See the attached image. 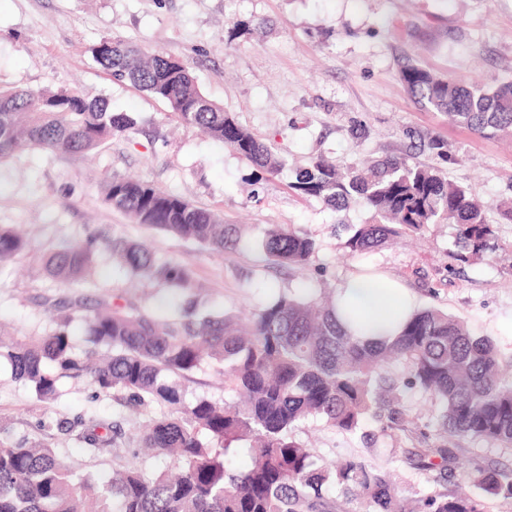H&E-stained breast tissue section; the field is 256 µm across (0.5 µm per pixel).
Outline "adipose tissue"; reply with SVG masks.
Segmentation results:
<instances>
[{
    "mask_svg": "<svg viewBox=\"0 0 512 512\" xmlns=\"http://www.w3.org/2000/svg\"><path fill=\"white\" fill-rule=\"evenodd\" d=\"M415 308V299L399 280L378 273H356L336 291L337 320L366 341L397 336Z\"/></svg>",
    "mask_w": 512,
    "mask_h": 512,
    "instance_id": "1",
    "label": "adipose tissue"
}]
</instances>
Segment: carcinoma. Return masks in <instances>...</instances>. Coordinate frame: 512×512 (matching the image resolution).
<instances>
[{
  "label": "carcinoma",
  "instance_id": "1",
  "mask_svg": "<svg viewBox=\"0 0 512 512\" xmlns=\"http://www.w3.org/2000/svg\"><path fill=\"white\" fill-rule=\"evenodd\" d=\"M95 57L114 80L166 102L182 123L217 142H224L225 126H235L231 148L257 168L273 174L286 166L201 93L182 61L119 38L102 42ZM401 80L415 103L446 114L449 123L512 139V81L467 87L414 64L403 67ZM136 125L133 114L113 112L105 100H88L76 90L0 88V159L30 147L87 153ZM291 188L338 211L353 201L366 206L371 221L350 227L344 243L353 255L447 223L459 227L460 249L490 248L487 207L436 167L385 156L342 172L317 158L295 172ZM105 202L135 224L215 251L251 247L221 215L148 182L114 178ZM26 246L17 231L0 226V265ZM107 246L137 275L176 291L193 288L189 268L159 263L137 242L112 238ZM262 249L268 264L294 269L311 263L317 245L291 228L274 227ZM92 254L88 245L62 242L50 251L45 269L55 279L78 280L90 271ZM178 311V318L162 320L131 301L102 300L84 317L93 348L82 359L73 356L68 316L44 336L0 343V360L41 400L55 397L60 378L86 374L103 394L126 391L133 407L169 405L170 413L146 425L141 443L180 467L176 476L127 466L101 477L74 470L48 446L0 441V512H344L352 500L367 512H489L492 499L512 501V469L470 471L478 495L439 489L466 468L460 440L512 447V358H503L490 339L474 336L463 322L437 308L418 309L394 341L371 348L338 326L333 298L318 305L301 289L279 294L246 322L233 313L202 316L188 298ZM206 360L222 366L233 399L222 406L206 399L186 406L177 378ZM399 362L403 371L396 374L390 366ZM415 388L437 407L436 437L424 435L418 445L389 453L419 474L436 476L408 495L390 470L358 457L327 465L294 437L298 425L319 418L338 431L361 433L372 445L391 439L406 423L401 401ZM370 418L378 430H364ZM118 429L81 416L68 427L92 455L111 451ZM242 441L252 442L251 464L236 471L227 458Z\"/></svg>",
  "mask_w": 512,
  "mask_h": 512
}]
</instances>
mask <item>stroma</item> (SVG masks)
Here are the masks:
<instances>
[{"label":"stroma","instance_id":"35a3bbf8","mask_svg":"<svg viewBox=\"0 0 512 512\" xmlns=\"http://www.w3.org/2000/svg\"><path fill=\"white\" fill-rule=\"evenodd\" d=\"M121 38L182 60L201 92L285 157L269 175L196 127L178 123L166 103L113 80L94 49ZM461 84L492 87L512 78V0H0V86L74 89L133 113L138 126L86 155L29 150L0 162V224L23 230L27 249L0 266V324L15 339L55 326L53 299L83 297L87 309L103 298L132 300L171 319L173 292L127 270L98 247L91 278L51 279L45 254L63 241L85 242L107 232L146 243L158 262L183 265L199 285L200 313L254 312L279 293L305 287L334 293L349 276L373 267L403 281L418 306L465 321L512 357V223L495 205L512 199V141L488 139L449 124L416 104L399 72L406 63ZM448 144L450 180L486 202L494 249L454 260L453 225L429 226L407 243L365 255L343 244L347 226L369 221L361 203L337 211L291 187L294 171L323 156L343 165L386 155L433 163L429 139ZM134 177L221 214L262 240L282 225L312 237L317 251L302 270L268 266L262 249L215 252L192 240L132 223L104 201L115 178ZM185 403L229 397L218 365L205 363L181 378ZM125 391L98 393L89 376L58 382L54 399H37L0 362V438L54 448L68 465L110 475L138 461L147 470L168 459L132 457L148 421L166 413L151 403L132 409ZM408 448L437 430L432 405L414 390L403 401ZM120 423L110 453H85L66 431L74 418ZM327 461L361 457L393 469L404 487L423 478L359 435L311 419L294 431Z\"/></svg>","mask_w":512,"mask_h":512}]
</instances>
